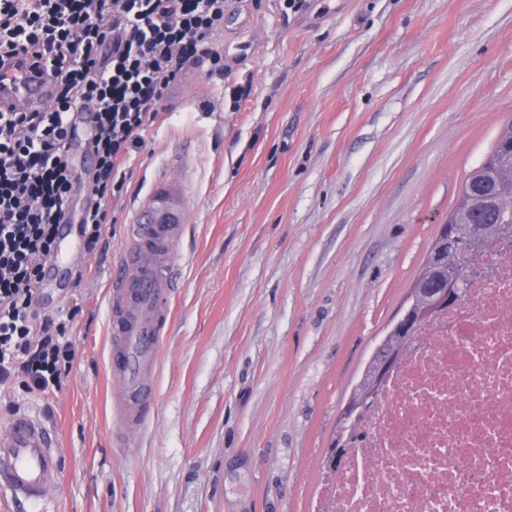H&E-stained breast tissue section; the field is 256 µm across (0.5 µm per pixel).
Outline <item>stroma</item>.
I'll return each instance as SVG.
<instances>
[{
	"label": "stroma",
	"mask_w": 512,
	"mask_h": 512,
	"mask_svg": "<svg viewBox=\"0 0 512 512\" xmlns=\"http://www.w3.org/2000/svg\"><path fill=\"white\" fill-rule=\"evenodd\" d=\"M224 73L174 86L81 256L76 358L56 393L0 386L62 458L0 512H316L323 460L468 172L512 123V0H233ZM185 159L178 288L129 446L108 365V277L130 210Z\"/></svg>",
	"instance_id": "1"
}]
</instances>
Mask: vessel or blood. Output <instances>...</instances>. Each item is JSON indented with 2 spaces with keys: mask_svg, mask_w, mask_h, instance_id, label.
Returning <instances> with one entry per match:
<instances>
[{
  "mask_svg": "<svg viewBox=\"0 0 512 512\" xmlns=\"http://www.w3.org/2000/svg\"><path fill=\"white\" fill-rule=\"evenodd\" d=\"M51 85L20 58L0 72V111L44 105ZM177 160L159 174L152 192L134 209L117 269L109 281V366L121 385L117 412L130 427L142 425L152 408L154 370L168 298L177 288L174 246L182 233L186 200ZM62 463L46 426L20 415L0 432V484L28 504L43 503L60 481Z\"/></svg>",
  "mask_w": 512,
  "mask_h": 512,
  "instance_id": "1",
  "label": "vessel or blood"
}]
</instances>
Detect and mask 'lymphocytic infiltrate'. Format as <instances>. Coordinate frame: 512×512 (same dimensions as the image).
I'll list each match as a JSON object with an SVG mask.
<instances>
[{
    "label": "lymphocytic infiltrate",
    "instance_id": "lymphocytic-infiltrate-1",
    "mask_svg": "<svg viewBox=\"0 0 512 512\" xmlns=\"http://www.w3.org/2000/svg\"><path fill=\"white\" fill-rule=\"evenodd\" d=\"M223 30L224 0H0V67L28 56L54 87L47 108L0 112L1 384L54 392L75 360L68 325L80 307L50 316L37 295L71 212L78 132L69 114L95 117L91 198L79 219L91 254L170 89L193 68L222 73Z\"/></svg>",
    "mask_w": 512,
    "mask_h": 512
}]
</instances>
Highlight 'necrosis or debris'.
Returning a JSON list of instances; mask_svg holds the SVG:
<instances>
[{
  "instance_id": "1",
  "label": "necrosis or debris",
  "mask_w": 512,
  "mask_h": 512,
  "mask_svg": "<svg viewBox=\"0 0 512 512\" xmlns=\"http://www.w3.org/2000/svg\"><path fill=\"white\" fill-rule=\"evenodd\" d=\"M483 261L364 414L323 512H512V247Z\"/></svg>"
}]
</instances>
